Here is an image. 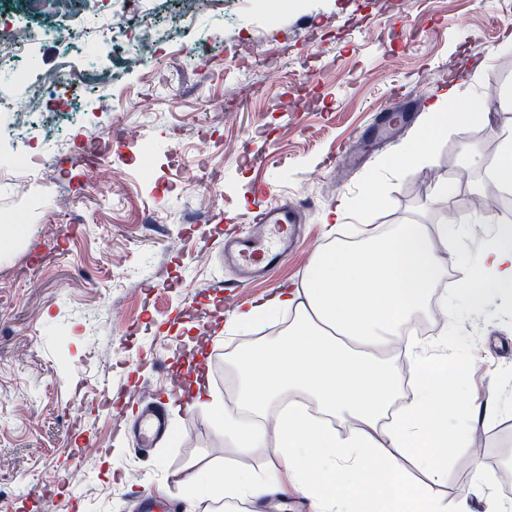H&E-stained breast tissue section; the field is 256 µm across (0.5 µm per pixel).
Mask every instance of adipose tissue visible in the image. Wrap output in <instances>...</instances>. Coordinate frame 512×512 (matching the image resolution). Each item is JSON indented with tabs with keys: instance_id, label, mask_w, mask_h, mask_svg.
I'll use <instances>...</instances> for the list:
<instances>
[{
	"instance_id": "obj_1",
	"label": "adipose tissue",
	"mask_w": 512,
	"mask_h": 512,
	"mask_svg": "<svg viewBox=\"0 0 512 512\" xmlns=\"http://www.w3.org/2000/svg\"><path fill=\"white\" fill-rule=\"evenodd\" d=\"M454 106L450 115L437 105L420 142L389 160L388 168L422 167L423 143L447 132L449 119L462 126L487 119L479 101ZM472 224L493 227L475 261L458 248ZM441 241L451 247L450 258L441 256ZM452 261L471 264L472 274L444 299L447 315L460 306L479 310L491 294L512 302V216L477 210L432 224H399L387 236L361 233L356 246L340 241L318 254L304 287L279 288L241 310L236 323L243 330L275 322L285 311L293 319L276 335L229 353L239 415L209 401L196 375L190 388L197 405L221 417L225 436L242 456L266 445L267 410L284 393L308 396L317 411L294 403L279 411L277 463L262 473L229 465L219 474L196 475L186 491L189 505L249 502L281 490V475L289 471L312 512H465L464 500L447 505L403 467L412 462L428 481L439 482L479 409L462 381L466 356L450 347H423L408 331L427 311ZM400 362L410 371L413 396L400 394ZM338 420L353 423L351 433H340Z\"/></svg>"
}]
</instances>
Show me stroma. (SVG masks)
Returning a JSON list of instances; mask_svg holds the SVG:
<instances>
[{"mask_svg":"<svg viewBox=\"0 0 512 512\" xmlns=\"http://www.w3.org/2000/svg\"><path fill=\"white\" fill-rule=\"evenodd\" d=\"M179 0H126L125 34L93 27L83 50L36 46L40 66L71 76L104 66L112 84L77 91L74 111L86 129L120 131L104 169L109 193L82 169H51L47 184L20 191L0 179V214L19 220L20 237H0V512H133L147 490L185 505L192 477L222 471L237 458L224 427L201 407L170 400L189 335L214 353L208 381L215 400L235 396L224 367L227 347L249 346L256 329L234 330L237 313L280 285H301L315 255L357 229L435 223L444 212L473 210L486 198L498 154L497 134L512 128V0H215L175 50L133 64L137 19L168 23ZM254 54L225 77L235 34ZM206 51L207 65L195 63ZM276 58L277 72L267 67ZM490 84L475 87L477 68ZM483 99L485 123L449 125L426 164L411 174L387 169L416 143L430 109L450 86ZM418 100L416 122L395 146L379 149L356 134L396 98ZM238 102L231 120L213 111ZM382 200L365 203L371 182ZM453 193L433 196L440 184ZM66 194L68 213L55 214ZM313 199L305 241L273 278L237 292L210 285L234 277L220 254L225 234L253 210L282 199ZM352 207L338 224L324 213ZM464 344L472 365L466 388L492 409L473 422L448 471L432 491L447 501L483 469L490 490L512 469V318L498 297L482 312L439 321L427 345ZM145 400L168 399L173 434L141 455L116 420L132 419ZM240 459V458H237ZM277 460L270 444L240 459L263 472Z\"/></svg>","mask_w":512,"mask_h":512,"instance_id":"obj_1","label":"stroma"}]
</instances>
